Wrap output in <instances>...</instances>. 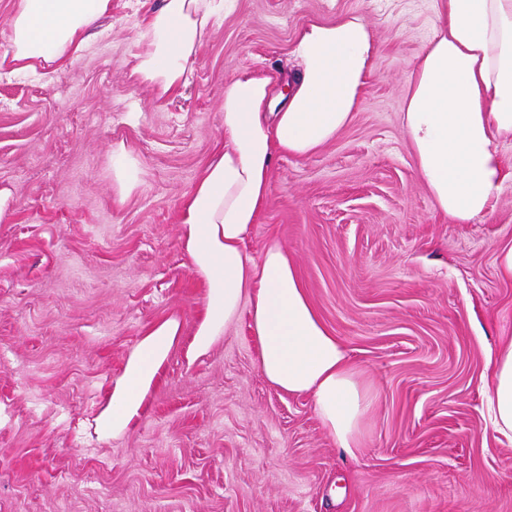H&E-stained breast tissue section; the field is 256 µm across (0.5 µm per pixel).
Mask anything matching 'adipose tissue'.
<instances>
[{"mask_svg": "<svg viewBox=\"0 0 512 512\" xmlns=\"http://www.w3.org/2000/svg\"><path fill=\"white\" fill-rule=\"evenodd\" d=\"M441 27L423 48L404 93L403 132L437 212L456 224L491 218L512 167L499 140L512 139V0H435ZM229 0H164L150 11L133 72L157 96L174 94L192 71L213 18ZM112 0H18L9 20L14 70L60 66L84 48ZM377 44L362 17L313 20L298 33L289 93L274 100L271 78L243 73L224 88V132L179 207V243L206 285L192 348L209 351L248 314L259 370L275 388L311 395L327 434L346 453L359 446L371 399L362 370L320 319L286 249L260 257L246 244L269 203L276 155L306 157L351 122ZM181 334L169 317L129 355L97 418L129 430ZM487 401L494 433L512 439V339L493 360Z\"/></svg>", "mask_w": 512, "mask_h": 512, "instance_id": "1", "label": "adipose tissue"}]
</instances>
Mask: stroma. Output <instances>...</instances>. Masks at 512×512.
I'll list each match as a JSON object with an SVG mask.
<instances>
[{
    "instance_id": "stroma-1",
    "label": "stroma",
    "mask_w": 512,
    "mask_h": 512,
    "mask_svg": "<svg viewBox=\"0 0 512 512\" xmlns=\"http://www.w3.org/2000/svg\"><path fill=\"white\" fill-rule=\"evenodd\" d=\"M161 0H112L77 59L0 69V512H512V441L486 429L489 355L512 336V183L491 219L452 224L418 179L404 91L440 20L434 0H235L186 87L152 96L134 39ZM354 14L378 52L362 102L311 156L276 157L247 243L288 252L322 321L366 372L355 454L307 395L270 386L239 320L190 346L205 288L178 204L221 141L224 87L287 78L307 21ZM135 180L120 192L112 147ZM182 334L136 424L97 416L156 322Z\"/></svg>"
}]
</instances>
